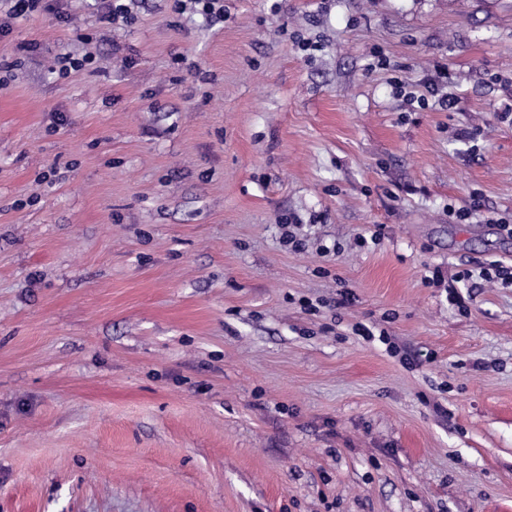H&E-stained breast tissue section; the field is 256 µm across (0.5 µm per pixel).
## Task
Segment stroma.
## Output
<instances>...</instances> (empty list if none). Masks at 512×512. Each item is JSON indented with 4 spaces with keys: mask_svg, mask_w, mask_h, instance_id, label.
Instances as JSON below:
<instances>
[{
    "mask_svg": "<svg viewBox=\"0 0 512 512\" xmlns=\"http://www.w3.org/2000/svg\"><path fill=\"white\" fill-rule=\"evenodd\" d=\"M61 8L0 36V512H512V0Z\"/></svg>",
    "mask_w": 512,
    "mask_h": 512,
    "instance_id": "1",
    "label": "stroma"
}]
</instances>
